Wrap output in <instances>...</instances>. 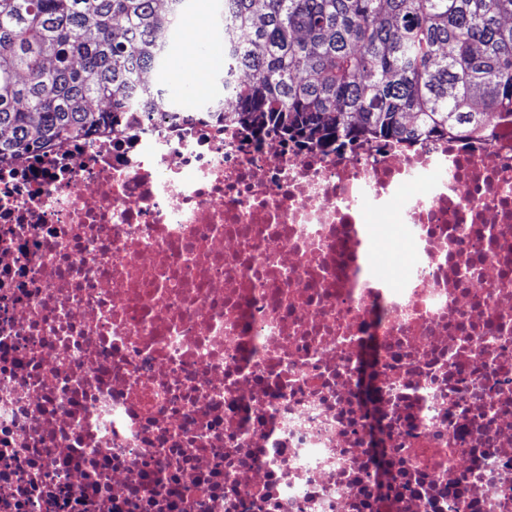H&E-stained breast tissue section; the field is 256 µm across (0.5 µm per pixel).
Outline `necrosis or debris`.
Returning a JSON list of instances; mask_svg holds the SVG:
<instances>
[{
	"label": "necrosis or debris",
	"mask_w": 512,
	"mask_h": 512,
	"mask_svg": "<svg viewBox=\"0 0 512 512\" xmlns=\"http://www.w3.org/2000/svg\"><path fill=\"white\" fill-rule=\"evenodd\" d=\"M232 101L0 162V512H512V117Z\"/></svg>",
	"instance_id": "1"
}]
</instances>
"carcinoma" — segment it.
Masks as SVG:
<instances>
[{"label":"carcinoma","instance_id":"obj_1","mask_svg":"<svg viewBox=\"0 0 512 512\" xmlns=\"http://www.w3.org/2000/svg\"><path fill=\"white\" fill-rule=\"evenodd\" d=\"M201 0H0V161L181 108L165 82ZM231 116L286 138L466 137L512 115V0H208Z\"/></svg>","mask_w":512,"mask_h":512}]
</instances>
